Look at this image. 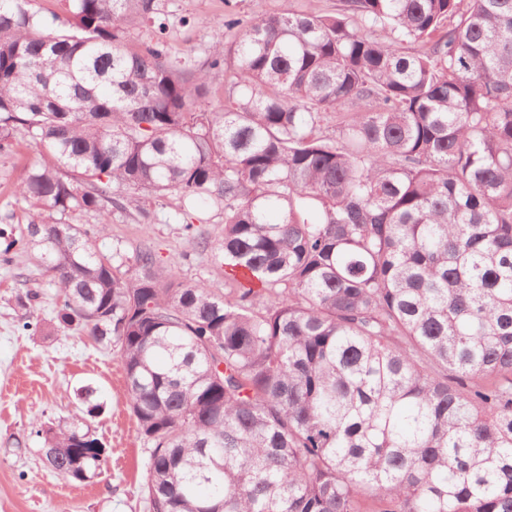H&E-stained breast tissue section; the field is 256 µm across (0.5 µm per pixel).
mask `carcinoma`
I'll return each instance as SVG.
<instances>
[{"label": "carcinoma", "mask_w": 512, "mask_h": 512, "mask_svg": "<svg viewBox=\"0 0 512 512\" xmlns=\"http://www.w3.org/2000/svg\"><path fill=\"white\" fill-rule=\"evenodd\" d=\"M29 4L0 0V156L47 162L10 184L30 220L0 260L121 363L150 512H512V0L231 12L202 63L164 0H63L48 33ZM169 195L189 233L224 212V294L69 222L147 228ZM36 433L58 475L101 474L82 420ZM41 160V154L37 145L26 138L22 140L17 148V155L11 158H0V183L12 174L14 164L21 166L24 164L37 163Z\"/></svg>", "instance_id": "obj_1"}]
</instances>
